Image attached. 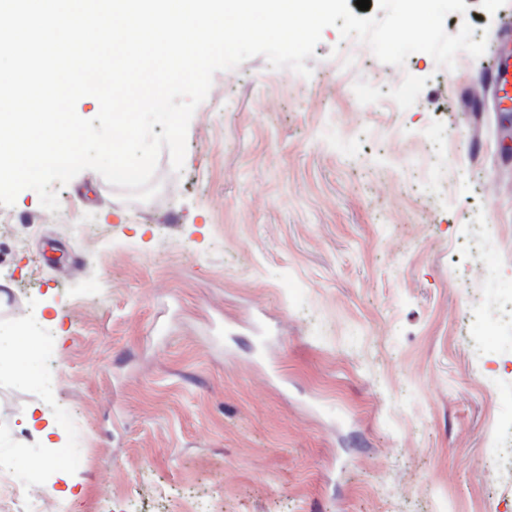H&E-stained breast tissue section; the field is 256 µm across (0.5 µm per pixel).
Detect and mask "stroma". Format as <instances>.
<instances>
[{
    "label": "stroma",
    "instance_id": "stroma-1",
    "mask_svg": "<svg viewBox=\"0 0 512 512\" xmlns=\"http://www.w3.org/2000/svg\"><path fill=\"white\" fill-rule=\"evenodd\" d=\"M465 2L477 41L512 11ZM358 46L217 72L151 201L86 170L0 207V341L34 354L0 367L1 476L55 512H512V167L458 105L490 57Z\"/></svg>",
    "mask_w": 512,
    "mask_h": 512
}]
</instances>
